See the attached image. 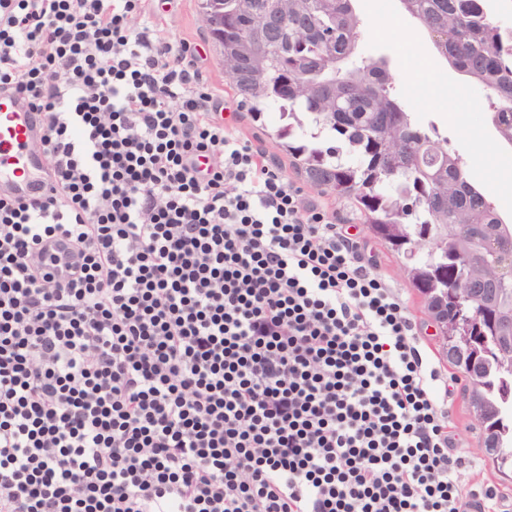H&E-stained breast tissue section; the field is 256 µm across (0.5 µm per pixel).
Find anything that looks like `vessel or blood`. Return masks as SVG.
<instances>
[{
    "instance_id": "1",
    "label": "vessel or blood",
    "mask_w": 512,
    "mask_h": 512,
    "mask_svg": "<svg viewBox=\"0 0 512 512\" xmlns=\"http://www.w3.org/2000/svg\"><path fill=\"white\" fill-rule=\"evenodd\" d=\"M36 115L23 97L0 93V194L41 195L51 169L39 144Z\"/></svg>"
}]
</instances>
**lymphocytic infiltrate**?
Returning <instances> with one entry per match:
<instances>
[{"label":"lymphocytic infiltrate","instance_id":"obj_1","mask_svg":"<svg viewBox=\"0 0 512 512\" xmlns=\"http://www.w3.org/2000/svg\"><path fill=\"white\" fill-rule=\"evenodd\" d=\"M0 92L54 171L0 197V512H486L404 304L142 0H0Z\"/></svg>","mask_w":512,"mask_h":512}]
</instances>
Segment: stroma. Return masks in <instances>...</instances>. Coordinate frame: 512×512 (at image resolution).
<instances>
[{"instance_id":"35a3bbf8","label":"stroma","mask_w":512,"mask_h":512,"mask_svg":"<svg viewBox=\"0 0 512 512\" xmlns=\"http://www.w3.org/2000/svg\"><path fill=\"white\" fill-rule=\"evenodd\" d=\"M355 8L362 20L361 52L388 56L391 66L405 77L403 98L410 111L423 123L442 128L449 148L465 157L471 177L504 203L505 214L512 221V183L503 178L506 170H512V160L507 159V150L489 118L487 90L467 83L448 65L418 22L403 12L399 0H355ZM145 25L151 30H165L173 41L189 43L198 50L205 62L209 84L225 105L222 112L225 125L239 129L263 147L292 182L304 192H311L304 175L290 164L276 140L265 135L260 121L254 120L242 107L226 80L217 61L219 49L201 22L199 0H174L170 5L150 0ZM461 116L469 120L464 132L456 124ZM320 199L328 219L346 225L363 246L365 255L375 259L380 275L399 295L415 322L425 354L436 367L440 381L447 383L449 428L468 461L462 474L464 483L495 488L499 495L498 512H512V471H499L477 445L480 431L467 396L469 383L448 361L444 346L435 334L432 314L409 279V260L375 237L363 217L350 216L333 195L324 192Z\"/></svg>"}]
</instances>
